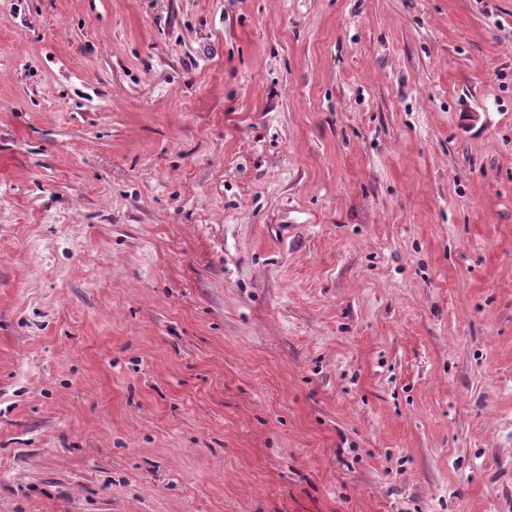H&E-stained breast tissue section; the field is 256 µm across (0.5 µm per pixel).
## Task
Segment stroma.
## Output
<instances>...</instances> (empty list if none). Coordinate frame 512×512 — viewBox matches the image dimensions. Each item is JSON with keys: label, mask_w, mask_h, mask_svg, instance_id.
Instances as JSON below:
<instances>
[{"label": "stroma", "mask_w": 512, "mask_h": 512, "mask_svg": "<svg viewBox=\"0 0 512 512\" xmlns=\"http://www.w3.org/2000/svg\"><path fill=\"white\" fill-rule=\"evenodd\" d=\"M0 512H512V0H0Z\"/></svg>", "instance_id": "obj_1"}]
</instances>
